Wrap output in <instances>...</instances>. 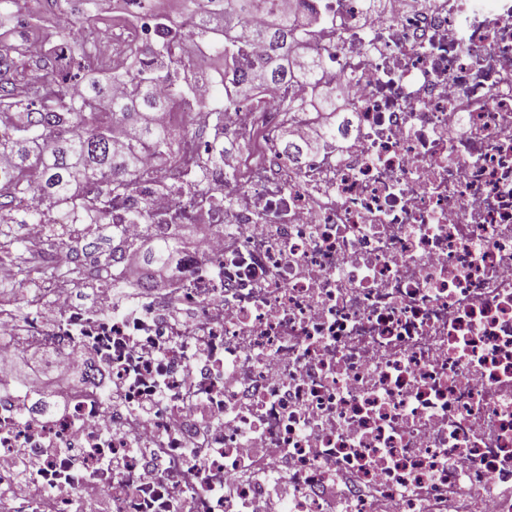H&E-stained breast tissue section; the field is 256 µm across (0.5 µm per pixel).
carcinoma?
I'll use <instances>...</instances> for the list:
<instances>
[{
  "label": "carcinoma",
  "mask_w": 512,
  "mask_h": 512,
  "mask_svg": "<svg viewBox=\"0 0 512 512\" xmlns=\"http://www.w3.org/2000/svg\"><path fill=\"white\" fill-rule=\"evenodd\" d=\"M125 2L131 11L160 14L159 38L170 43L169 50L150 52L151 59L135 69L98 64L112 73L104 83L79 82L80 71L95 63L81 35L94 18L90 0H46V7L62 3L70 12L74 29L68 32L72 50L67 67L56 69L43 60L48 76L30 78L18 65L24 52L0 54V73L6 75L0 79V208L12 211L19 224H42L48 216L54 224H73L82 210L77 199L102 177L112 176L105 193L109 197L135 184L146 156L169 165L170 131L158 114L169 106V98L190 97V84L181 74L202 49L220 60L214 98L226 106L244 105L247 90L255 84L321 83L317 60L292 63L319 18L312 16L301 25L293 6L283 0H182L178 16L161 9L159 0ZM188 15L196 22L185 29L183 18ZM247 16L263 18L254 29L265 48L257 67L232 36V28ZM114 82L122 86L116 95ZM29 196L43 206H23ZM146 237L154 242L143 255L148 266L166 267L180 252V240L173 234Z\"/></svg>",
  "instance_id": "1"
}]
</instances>
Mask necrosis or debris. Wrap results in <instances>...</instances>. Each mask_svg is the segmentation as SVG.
Instances as JSON below:
<instances>
[{
  "label": "necrosis or debris",
  "mask_w": 512,
  "mask_h": 512,
  "mask_svg": "<svg viewBox=\"0 0 512 512\" xmlns=\"http://www.w3.org/2000/svg\"><path fill=\"white\" fill-rule=\"evenodd\" d=\"M327 15L299 61L351 100L357 130L297 161L316 88L259 86L212 114L206 52L177 161L113 196L112 265L160 231L210 230L165 289L120 300L31 271L0 306V359L77 361L64 408L0 366V512H427L420 488L512 512V0H306ZM92 56L129 59L154 25L119 13ZM304 110L286 120L281 95ZM243 150L207 183L216 132ZM53 265L90 260L72 224Z\"/></svg>",
  "instance_id": "necrosis-or-debris-1"
}]
</instances>
